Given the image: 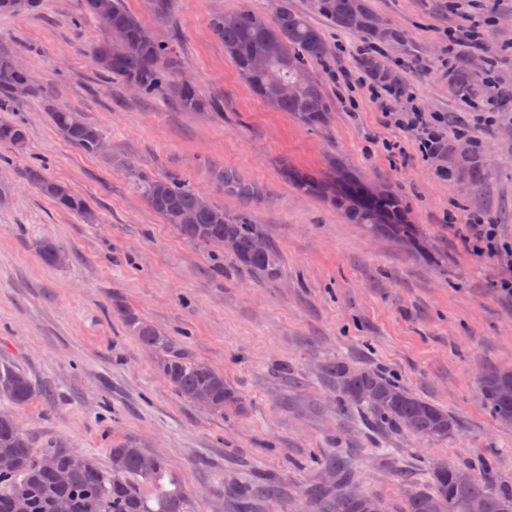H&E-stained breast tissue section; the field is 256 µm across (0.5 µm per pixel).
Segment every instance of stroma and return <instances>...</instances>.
<instances>
[{"label": "stroma", "mask_w": 512, "mask_h": 512, "mask_svg": "<svg viewBox=\"0 0 512 512\" xmlns=\"http://www.w3.org/2000/svg\"><path fill=\"white\" fill-rule=\"evenodd\" d=\"M277 0H174L157 20L148 0H127L161 40L178 36L182 65L202 98L196 112L174 97L146 99L93 65L99 35L80 0H40L38 8L0 15V56L24 64L44 90L13 112L30 131L22 152L0 146V360L26 372L48 397L14 414L34 447L53 441L108 464V448L129 436L161 452L193 498L195 512H235L230 490L277 482L280 500L251 498L250 512H314L306 492L325 484L327 457L357 451L353 485L404 512L427 484L432 464L490 458L512 482V423L487 409L481 376L512 369V295L499 286L512 270V108L477 120L448 86V27L464 24L453 0H370L403 35L379 46L389 69L413 89L422 110L471 124L486 171L480 185L449 176L459 140L423 159L415 137L383 118L356 86V46L365 39L318 25L330 55L312 63L332 105L328 127L299 125L258 97L239 75L211 21L249 6L273 14ZM495 79L512 98V0H496L480 48L461 62ZM58 107L102 129L110 158L71 146L53 128ZM337 162L394 189L434 253L423 259L348 223L330 203L299 194L283 164L314 176ZM44 165L99 221L59 210L19 172ZM189 181L231 213L248 210L282 256L266 282L228 252L202 249L152 211L128 169ZM256 187L225 191L221 172ZM495 224L502 252L464 243L472 216ZM48 237L68 260L47 266L32 248ZM124 301L172 336L190 358L223 373L244 410L213 415L178 397L154 359L113 314ZM384 371L459 422L428 440L374 428L367 413L340 404L325 374L329 362Z\"/></svg>", "instance_id": "stroma-1"}]
</instances>
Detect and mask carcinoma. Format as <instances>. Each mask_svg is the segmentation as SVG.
<instances>
[{"label": "carcinoma", "mask_w": 512, "mask_h": 512, "mask_svg": "<svg viewBox=\"0 0 512 512\" xmlns=\"http://www.w3.org/2000/svg\"><path fill=\"white\" fill-rule=\"evenodd\" d=\"M95 0H85L86 13L99 26L104 22L124 32V42L116 46L98 38L90 47L94 64L106 77L123 83L137 84L138 95L161 97L172 94L182 109L197 111L204 100L195 83L180 80L181 60L176 43L155 38L132 12L125 0H112L108 19L94 8ZM311 9L333 26L362 34L374 42L388 44L401 38L398 30L385 23L370 6L369 0H311ZM212 32L224 42L236 68L256 95L282 112H288L308 128L327 124L331 103L322 82L314 77L310 63L321 61L330 53L322 29L313 25L306 15L279 6L273 16L243 7L238 11L213 19ZM358 65L371 78L383 81L387 75L384 62L378 56H364ZM276 67L281 77L299 86L295 95L276 97L267 82L266 71ZM452 92L467 100L477 92L474 73L457 67L448 73ZM24 86L26 98L39 95L27 68L14 60L0 57V108L22 102L15 89ZM52 124L62 137L78 150L95 155L97 143L106 138L105 132L87 123L81 114L71 109L51 113ZM29 139L28 127L18 121L0 120V144L16 151ZM451 174L477 184L484 176L483 157L476 151L457 155ZM284 173L303 195L327 198L344 211L354 224H362L376 236L390 238L410 252L423 253L427 241L411 224L402 198L394 191L382 189L369 194L366 182L345 171L327 179H318L288 166ZM22 178L36 186L59 209L87 218L84 200L70 187L47 178L42 169L29 166ZM137 186L149 206L165 223L174 225L187 241L201 247H222L235 262L265 280L280 275L281 256L255 218L247 213H228L212 203V210L223 222H212L201 214L194 224H183L180 216L195 209L199 191L189 182L177 179L136 177ZM224 187L241 196L255 194L253 186L241 182L234 174H221ZM263 250L256 249L258 241ZM33 248L43 262L57 265L65 253L63 246L39 239ZM115 314L123 321L128 333L140 345L155 354V365L171 389L182 399L217 415L242 406L241 395L224 383V374L209 365L178 352L171 337L164 335L137 312L124 304L114 305ZM328 375L335 379L344 404L367 410L375 424L383 430H406L418 437L441 439L456 430L455 420L448 410L422 399L376 368L356 369L342 361L327 366ZM487 407L499 420L512 419V370L491 368L481 379ZM39 388L23 371L0 366V398L16 407L29 403ZM46 457L56 459L65 469L67 479L60 483L46 470ZM109 467L104 469L92 458L75 455L56 443H46L36 450L30 437L19 428L15 417L0 413V512H10L11 501L25 498L28 512H194L189 495L170 473L164 456L153 452L136 437H127L108 449ZM353 461L338 457L325 466L343 492L331 494L326 487L312 491V497L322 512H362L369 496L349 489ZM462 468L432 466L428 471V489L411 494L404 512H470L473 502L483 505V512H512V483L497 479L492 461L479 458L465 469L476 472L468 483L455 482Z\"/></svg>", "instance_id": "obj_1"}]
</instances>
